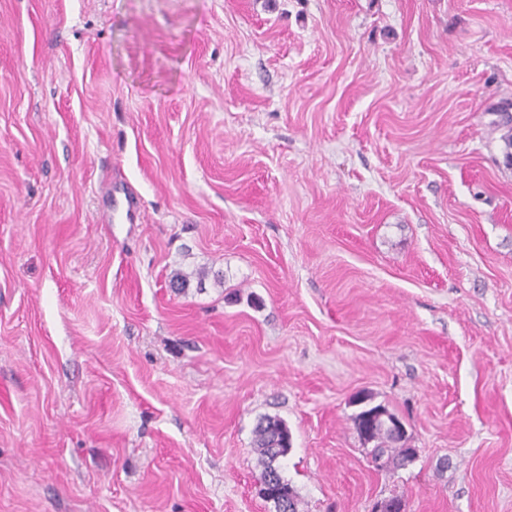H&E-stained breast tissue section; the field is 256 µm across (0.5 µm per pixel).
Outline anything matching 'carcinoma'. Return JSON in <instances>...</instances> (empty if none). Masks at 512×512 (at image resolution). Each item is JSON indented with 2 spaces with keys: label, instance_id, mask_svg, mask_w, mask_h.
Masks as SVG:
<instances>
[{
  "label": "carcinoma",
  "instance_id": "cac0c4a2",
  "mask_svg": "<svg viewBox=\"0 0 512 512\" xmlns=\"http://www.w3.org/2000/svg\"><path fill=\"white\" fill-rule=\"evenodd\" d=\"M496 111L502 113L500 126L506 129L502 136L504 141V155H512V118L504 115L507 107L500 106ZM352 403L360 406L359 412L354 415V423L359 436L370 442L373 451H381L396 470L406 466L407 449L401 442L372 430L373 416L381 409V405L372 404V397L357 395ZM254 444L261 455L262 471L260 477L273 476L272 486L265 490L267 501L278 505L282 498L296 501V491L283 475L280 459L288 454L291 447V434L286 424L277 417L265 416L259 420L254 430Z\"/></svg>",
  "mask_w": 512,
  "mask_h": 512
}]
</instances>
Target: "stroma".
<instances>
[{
  "mask_svg": "<svg viewBox=\"0 0 512 512\" xmlns=\"http://www.w3.org/2000/svg\"><path fill=\"white\" fill-rule=\"evenodd\" d=\"M509 103L512 0H0V512H512ZM371 396L357 395L353 398L352 403L360 405L359 412L354 415V423L359 436L363 437L366 441H370L369 445H372L373 451H381L390 464L391 469H399L406 466L407 449L402 448L401 441L390 439L379 431H372L373 416L375 412L383 408L381 404H372ZM375 425L384 430H388L395 434H401L403 437L406 435V427L404 426L401 419L387 411H378L375 414L374 419ZM366 455L377 470L386 469V461L384 456L375 457L374 453L370 451V448H364ZM254 444L261 455L262 471L260 478L267 475L274 477L272 486L265 490L264 497L266 501L272 502L275 512L280 503L281 511L288 506L290 510V502L288 494L292 501V512H296V491L283 475L280 459L288 454L291 447V434L286 424L277 417L265 416L259 420L254 430Z\"/></svg>",
  "mask_w": 512,
  "mask_h": 512,
  "instance_id": "35a3bbf8",
  "label": "stroma"
}]
</instances>
